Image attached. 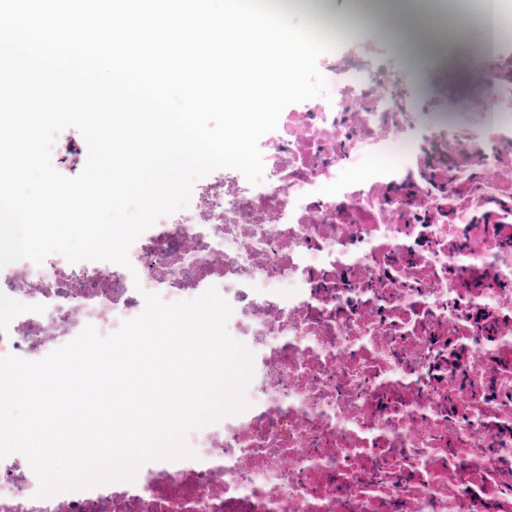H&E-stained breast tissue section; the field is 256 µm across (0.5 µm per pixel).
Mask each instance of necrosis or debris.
Listing matches in <instances>:
<instances>
[{
  "label": "necrosis or debris",
  "mask_w": 512,
  "mask_h": 512,
  "mask_svg": "<svg viewBox=\"0 0 512 512\" xmlns=\"http://www.w3.org/2000/svg\"><path fill=\"white\" fill-rule=\"evenodd\" d=\"M488 0L477 123L416 72L330 53L328 97L285 113L263 180L234 169L130 246L129 266L48 256L0 269V357L116 333L144 292L216 288L252 354L247 407L189 430L190 456L122 485L39 496L0 458V512H512V65ZM408 151L378 170L386 138ZM89 287L68 301L73 282Z\"/></svg>",
  "instance_id": "necrosis-or-debris-1"
}]
</instances>
